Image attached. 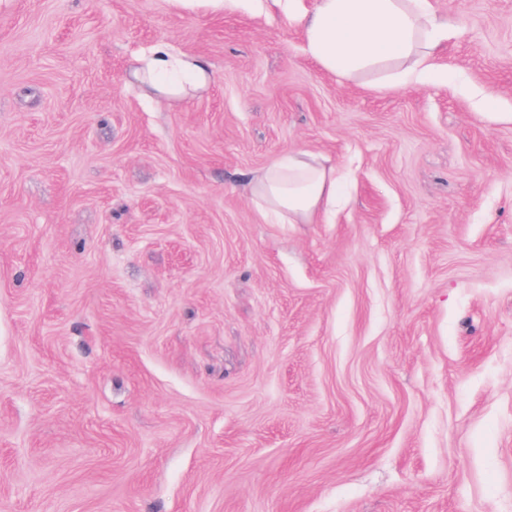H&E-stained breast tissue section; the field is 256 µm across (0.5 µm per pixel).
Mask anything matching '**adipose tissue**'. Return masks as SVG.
<instances>
[{
    "label": "adipose tissue",
    "instance_id": "ef3b65f1",
    "mask_svg": "<svg viewBox=\"0 0 512 512\" xmlns=\"http://www.w3.org/2000/svg\"><path fill=\"white\" fill-rule=\"evenodd\" d=\"M304 48L323 69L344 80L381 72L386 82L449 81L434 50L454 27L435 14L429 0H317L295 14ZM128 77L143 94L176 103L205 92L214 80L210 61L178 52L163 40L133 58ZM335 168L319 155L298 151L273 160L251 177L248 191L263 217L282 224H310L340 193Z\"/></svg>",
    "mask_w": 512,
    "mask_h": 512
}]
</instances>
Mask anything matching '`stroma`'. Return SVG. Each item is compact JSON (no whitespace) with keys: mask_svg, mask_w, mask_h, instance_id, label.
Wrapping results in <instances>:
<instances>
[{"mask_svg":"<svg viewBox=\"0 0 512 512\" xmlns=\"http://www.w3.org/2000/svg\"><path fill=\"white\" fill-rule=\"evenodd\" d=\"M315 2L0 0V512H512V0L383 89ZM161 39L207 92L128 83ZM297 150L348 201L268 223Z\"/></svg>","mask_w":512,"mask_h":512,"instance_id":"obj_1","label":"stroma"}]
</instances>
